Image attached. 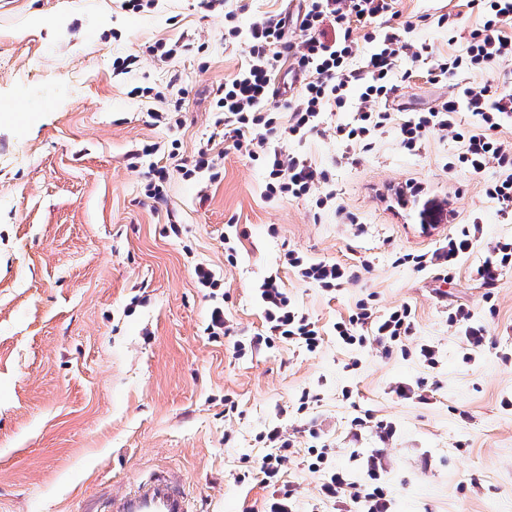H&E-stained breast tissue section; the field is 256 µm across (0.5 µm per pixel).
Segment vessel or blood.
<instances>
[{"instance_id": "obj_1", "label": "vessel or blood", "mask_w": 512, "mask_h": 512, "mask_svg": "<svg viewBox=\"0 0 512 512\" xmlns=\"http://www.w3.org/2000/svg\"><path fill=\"white\" fill-rule=\"evenodd\" d=\"M92 512H192L191 500L181 482L173 476L151 474L132 488L108 492Z\"/></svg>"}]
</instances>
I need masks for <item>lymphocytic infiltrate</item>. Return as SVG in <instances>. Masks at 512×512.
Masks as SVG:
<instances>
[{
	"instance_id": "lymphocytic-infiltrate-1",
	"label": "lymphocytic infiltrate",
	"mask_w": 512,
	"mask_h": 512,
	"mask_svg": "<svg viewBox=\"0 0 512 512\" xmlns=\"http://www.w3.org/2000/svg\"><path fill=\"white\" fill-rule=\"evenodd\" d=\"M468 8L479 9L481 28L473 30L460 54L434 56L428 48H414L406 29L392 26L397 0H303L296 18L267 12L242 26L240 17L249 5L240 0L228 8L226 0H203L207 10L224 15V43L245 44L247 56L239 71L213 94L220 112L224 135L233 148L260 162L265 183L263 197L269 202L314 198L317 209H335L336 191L329 173L318 168L300 151L283 150L282 144L302 143L318 135L327 113L342 112L346 118L336 126V136L344 147L339 160H352L356 150H371L387 131H395L406 153L417 154L428 133L446 132L459 143L460 150L447 163L448 170L460 169L482 181L486 197L501 213L512 212V92L494 85L469 82L470 74L490 69L500 60L512 59V0H465ZM369 43L362 52L361 43ZM410 67H402L403 59ZM288 68L299 80L295 93L279 96L278 75ZM437 85L454 81L457 91L423 112L398 114L389 108L399 83L416 80ZM361 105L350 108L351 96ZM495 177H487V169ZM480 218L467 224L434 252L403 253L397 265L422 273L443 267L454 273L481 238ZM286 261L295 275L315 283L323 292H338L344 285L360 281L362 266L315 262L296 251H288ZM512 268V238H502L490 246L476 273L487 288L485 300L503 270ZM268 325L265 345L285 340L307 352H315L324 337L316 323L297 309L282 288L278 277L263 279L259 288ZM338 343L364 346L374 342L385 356H415L428 367L438 363L435 348L428 344L409 348L415 331V316L402 304L387 310L371 300H359L348 316L333 325ZM311 472L321 474L325 498H348L358 512H391L392 502L381 480L380 453L361 455L352 450L351 459H362L361 479H352L333 465L325 448H309Z\"/></svg>"
}]
</instances>
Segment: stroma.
Returning <instances> with one entry per match:
<instances>
[{
    "label": "stroma",
    "instance_id": "35a3bbf8",
    "mask_svg": "<svg viewBox=\"0 0 512 512\" xmlns=\"http://www.w3.org/2000/svg\"><path fill=\"white\" fill-rule=\"evenodd\" d=\"M442 7L459 15L453 32L422 21L423 0H399L393 23L434 52L462 53L482 17L459 0ZM183 39L191 48L173 60L149 51ZM130 54L139 65L113 74V58ZM244 57V46L225 45L223 16L200 0H155L139 14L122 0H0V99L13 103L0 112V512H82L86 499L127 489L152 465L180 476L194 512H267L275 489L255 467L266 453L259 437L274 426L295 442L281 482L297 512L353 508L322 500L307 469L313 430L346 469L350 449L381 448L394 512H512V410L500 406L512 395V363L500 360L512 352V269L492 311L475 273L493 242L512 237V215L479 180L448 172L458 145L441 133L410 156L389 132L337 164L336 114L298 149L329 171L362 234L309 199L269 204L262 168L214 124L212 90ZM136 86L153 92L134 96ZM455 90L403 84L395 107L419 111ZM176 104L182 125L154 123L153 109ZM150 143L169 173L162 210L145 195L148 166H129ZM204 146L220 157L218 178H183ZM474 214L483 237L453 280L396 265V254L439 248ZM231 222L242 242L234 266L224 260ZM291 250L365 261L369 271L330 296L289 270ZM198 265L220 279V297L198 287ZM273 272L327 329L370 294L382 310L410 305L414 340L437 347L436 368L331 336L313 353L279 342L238 355L235 342L266 331L256 289ZM216 306L228 335L206 330ZM460 306L489 330L471 361L448 324ZM398 381L420 383L426 403L398 399ZM305 389L320 400L301 413ZM358 408L394 422L395 434L353 437Z\"/></svg>",
    "mask_w": 512,
    "mask_h": 512
}]
</instances>
